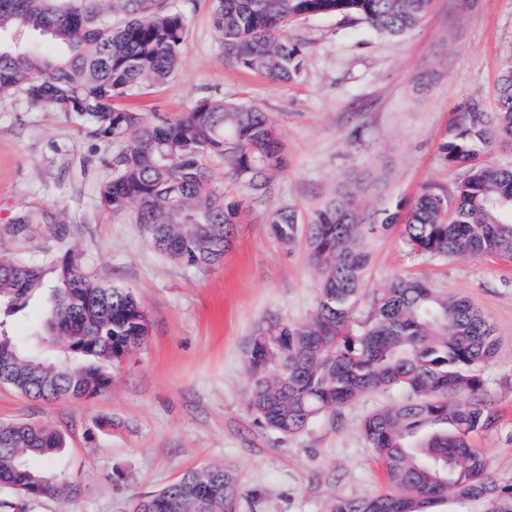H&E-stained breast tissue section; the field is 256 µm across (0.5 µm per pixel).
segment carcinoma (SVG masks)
<instances>
[{
    "instance_id": "1",
    "label": "carcinoma",
    "mask_w": 512,
    "mask_h": 512,
    "mask_svg": "<svg viewBox=\"0 0 512 512\" xmlns=\"http://www.w3.org/2000/svg\"><path fill=\"white\" fill-rule=\"evenodd\" d=\"M431 2L213 0V17L225 55L288 82L301 73V45L287 34L292 22L351 16L399 36L424 21ZM115 13L124 18L112 20ZM23 31L48 36L57 53L13 43ZM185 33L183 14L167 0H0V93L23 87L31 99L124 142L117 173L99 189L100 204L114 213L132 211L154 250L204 269L219 264L230 248L244 202L212 186L207 162L223 159L250 202L266 204L286 168V147L270 113L257 106L203 98L173 121L114 106L129 92L175 75ZM497 143L512 144L511 63L497 78L495 109L465 98L448 124L442 160L465 170L451 194L426 189L393 210H376L365 204L382 184L376 177L348 183L307 223L287 203L268 212L271 233L284 247L304 242L319 286L308 322L272 314L253 328L245 349L252 378L248 412L261 427L293 436L335 417L364 393L402 394L400 403L362 422L388 490L338 497L331 512H435L451 491L470 496L478 512H512V481L492 475L471 443L474 433L499 420L477 372L497 350L488 318L421 278H395L369 295L362 288L368 241L398 226L421 254H512V167L486 160ZM46 289V335L65 338L69 353L86 364L45 360L0 334V384L42 400H78L106 389L104 368L136 347L146 318L133 292L93 279L70 258L47 270L0 257V317L21 311ZM364 299L366 312L355 323ZM63 447L50 427L0 425V488L28 498L62 493L50 469H31L24 458L49 464ZM256 496L233 469L210 466L205 474L184 472L132 512H241Z\"/></svg>"
}]
</instances>
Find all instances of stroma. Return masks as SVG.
Masks as SVG:
<instances>
[{
	"instance_id": "35a3bbf8",
	"label": "stroma",
	"mask_w": 512,
	"mask_h": 512,
	"mask_svg": "<svg viewBox=\"0 0 512 512\" xmlns=\"http://www.w3.org/2000/svg\"><path fill=\"white\" fill-rule=\"evenodd\" d=\"M171 3L188 21L181 66L122 107L174 119L211 97L271 113L288 153L273 200L304 218L360 177L382 178L371 206L427 187L452 190L463 171L441 161L439 144L453 110L470 95L493 107L496 77L512 60V0H432L426 20L396 37L340 16L295 22L288 37L306 49L303 72L283 83L225 57L212 0ZM422 75L432 81L419 94ZM123 148L76 115L32 102L24 88L0 94V255L35 264L74 258L94 279L132 289L150 327L140 348L109 367L110 386L90 398L40 401L0 385V425H46L66 440L53 462L64 496L21 500L16 512H131L137 499L205 465L232 467L258 490L243 512H330L336 498L382 493L361 423L399 401L398 391L364 394L287 438L247 411L244 346L254 325L270 313L294 324L314 313L317 274L304 247L281 246L264 208L250 206L221 264L199 271L163 257L131 214L99 204ZM368 250L365 288L422 277L490 320L498 349L480 373L499 422L473 445L495 476L512 480V261L420 254L397 229ZM47 305V294L35 295L0 332L26 340L42 328Z\"/></svg>"
}]
</instances>
